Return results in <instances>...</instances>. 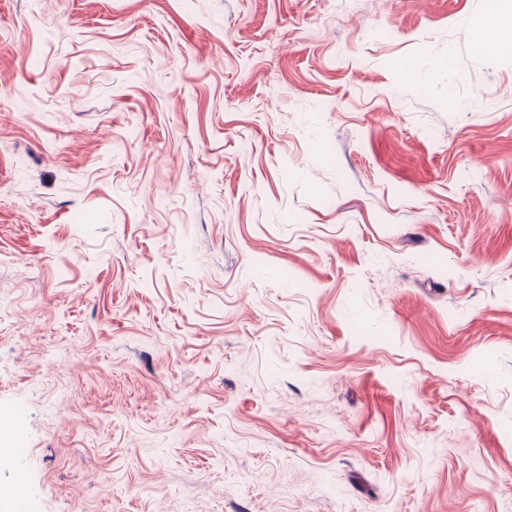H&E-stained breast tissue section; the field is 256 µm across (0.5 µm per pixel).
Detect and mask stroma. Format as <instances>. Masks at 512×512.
<instances>
[{
    "label": "stroma",
    "instance_id": "1",
    "mask_svg": "<svg viewBox=\"0 0 512 512\" xmlns=\"http://www.w3.org/2000/svg\"><path fill=\"white\" fill-rule=\"evenodd\" d=\"M490 8L0 0L11 512H512Z\"/></svg>",
    "mask_w": 512,
    "mask_h": 512
}]
</instances>
